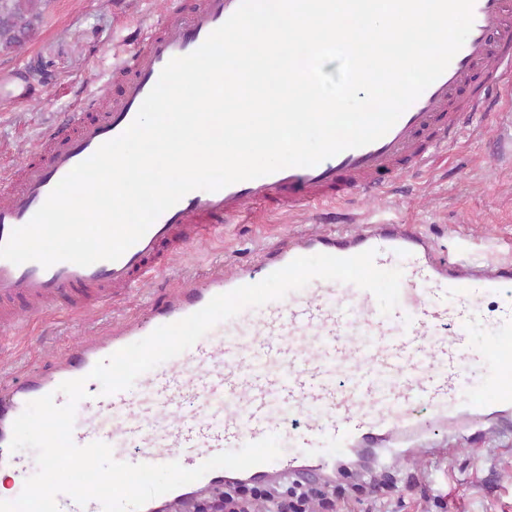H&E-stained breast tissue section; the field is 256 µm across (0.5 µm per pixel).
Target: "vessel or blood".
Instances as JSON below:
<instances>
[{"mask_svg": "<svg viewBox=\"0 0 512 512\" xmlns=\"http://www.w3.org/2000/svg\"><path fill=\"white\" fill-rule=\"evenodd\" d=\"M240 0H165L155 23L140 28L115 67L106 102L85 99L65 129L0 169V245L28 223L58 183L105 142L121 135L164 66L196 50ZM512 77V0H474L473 25L445 72L380 139L312 167H287L217 191L195 190L162 213L119 259L50 267L0 259V332L21 330L48 311L85 316L123 307L122 317L56 351L47 364L0 377V470L23 475L9 452L12 425L46 394L57 404L66 380L88 393L72 439L109 444L115 460L200 466L224 451L275 435L290 447L243 471L217 468L151 499L141 512H188L199 496L252 482L325 485L344 471H373L401 461L441 458L427 443L442 428L491 433L512 413V264L474 266L439 253L407 224L335 235H283L255 265L211 268L198 283L170 288L146 311L130 309L134 288L170 267L223 224L258 206L272 212L379 197L395 177L428 167L455 142L468 116L492 111ZM376 252L378 268L401 269L400 297L382 314L375 296L350 283L316 279L211 328L191 348L140 375L132 388L105 396L91 379L97 362L202 309L214 296L254 284L301 256ZM498 301L489 343L469 339L484 299ZM485 382L475 388L473 369Z\"/></svg>", "mask_w": 512, "mask_h": 512, "instance_id": "b4317fda", "label": "vessel or blood"}]
</instances>
